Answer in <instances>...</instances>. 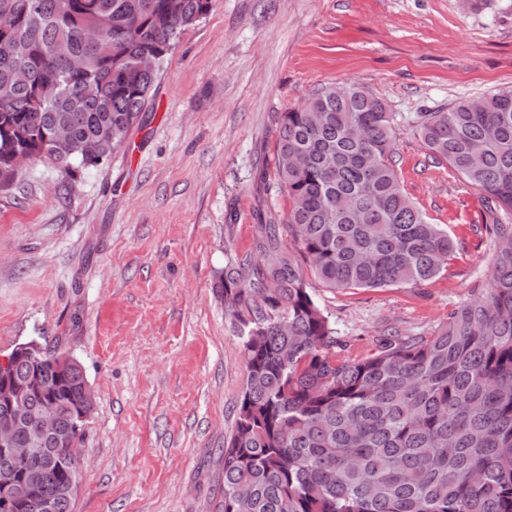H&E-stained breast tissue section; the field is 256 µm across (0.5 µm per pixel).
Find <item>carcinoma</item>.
Returning <instances> with one entry per match:
<instances>
[{
    "label": "carcinoma",
    "mask_w": 512,
    "mask_h": 512,
    "mask_svg": "<svg viewBox=\"0 0 512 512\" xmlns=\"http://www.w3.org/2000/svg\"><path fill=\"white\" fill-rule=\"evenodd\" d=\"M215 0H0L14 17L0 40V169L18 154L75 179L130 147L161 63ZM112 45L104 56L86 41ZM86 68L73 71L72 57ZM422 112L418 135L483 195L494 258L488 282L421 336L390 334L343 354L304 266L333 290L421 288L448 271L455 242L409 198L393 160L394 113L353 83L325 86L280 114L276 190L284 217L259 218L262 261L230 264L214 283L242 340L246 383L224 446L222 512H512V90ZM64 125L57 146L48 131ZM300 247L282 250L284 233ZM14 362L26 388L18 447L54 408L59 436L26 462L0 452V474L46 473L14 512L78 480L66 452L88 381L80 364L39 352Z\"/></svg>",
    "instance_id": "carcinoma-1"
}]
</instances>
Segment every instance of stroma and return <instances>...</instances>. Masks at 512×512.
<instances>
[{
    "label": "stroma",
    "mask_w": 512,
    "mask_h": 512,
    "mask_svg": "<svg viewBox=\"0 0 512 512\" xmlns=\"http://www.w3.org/2000/svg\"><path fill=\"white\" fill-rule=\"evenodd\" d=\"M217 0L180 34L129 151L68 180L33 161L0 192V358L33 342L94 392L73 512H220L246 369L213 289L286 213L278 115L355 83L395 112L397 170L456 243L424 288L310 290L349 353L423 334L489 277L481 194L435 163L419 113L512 89V0Z\"/></svg>",
    "instance_id": "stroma-1"
}]
</instances>
